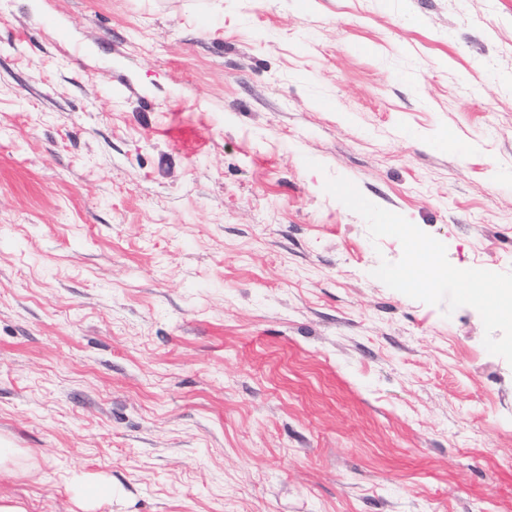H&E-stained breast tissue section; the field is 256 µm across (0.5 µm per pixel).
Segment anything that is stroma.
Here are the masks:
<instances>
[{
    "mask_svg": "<svg viewBox=\"0 0 512 512\" xmlns=\"http://www.w3.org/2000/svg\"><path fill=\"white\" fill-rule=\"evenodd\" d=\"M337 176L512 271V0H0V495L512 512V365Z\"/></svg>",
    "mask_w": 512,
    "mask_h": 512,
    "instance_id": "1",
    "label": "stroma"
}]
</instances>
